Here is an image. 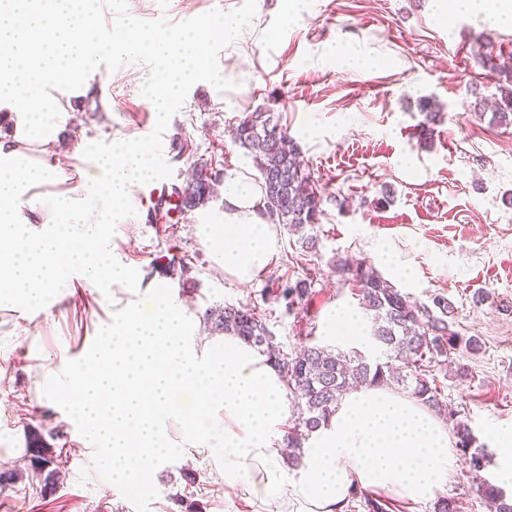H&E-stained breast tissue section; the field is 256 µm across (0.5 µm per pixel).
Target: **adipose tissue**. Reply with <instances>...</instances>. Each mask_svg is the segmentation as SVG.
Here are the masks:
<instances>
[{
	"instance_id": "obj_1",
	"label": "adipose tissue",
	"mask_w": 512,
	"mask_h": 512,
	"mask_svg": "<svg viewBox=\"0 0 512 512\" xmlns=\"http://www.w3.org/2000/svg\"><path fill=\"white\" fill-rule=\"evenodd\" d=\"M96 15V0H0V111L14 115L13 134L0 135V306L47 310L74 279L112 297L97 346L51 391L56 406L97 448L113 487L129 493H144L158 468L202 460L225 496L245 492L257 512H343L357 487L414 504L434 498L455 467L448 430L384 387L344 396L296 476L282 470L291 406L277 369L238 337L204 334L196 311L112 249L109 228L127 220L134 188L167 164L147 135L105 149L80 140L94 163L84 195H35L66 172L29 146L52 152L66 142L60 118L87 94L95 61L126 43L146 46L158 63L150 100L162 116L184 87L217 78L212 40L247 25L227 13L145 36L132 27L119 40L98 36ZM223 189V218L196 235L225 275L249 284L277 257L275 226L243 174L225 170Z\"/></svg>"
}]
</instances>
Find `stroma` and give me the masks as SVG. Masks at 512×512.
Masks as SVG:
<instances>
[{
	"label": "stroma",
	"mask_w": 512,
	"mask_h": 512,
	"mask_svg": "<svg viewBox=\"0 0 512 512\" xmlns=\"http://www.w3.org/2000/svg\"><path fill=\"white\" fill-rule=\"evenodd\" d=\"M285 9V0H99V31L108 37L131 22L145 31L176 30L225 12L243 14L249 24L231 47L212 46L210 65L223 81L190 88L164 125L148 98L156 61L142 47L100 62L79 116L84 136L102 147L140 132L163 141L168 163L155 185L167 191L185 184L197 157L222 158L225 168L255 179L231 130L259 107L281 116L326 188L315 249L303 250L287 228H276L278 261L288 263L292 278L315 279L303 308L286 312L266 294L267 274L242 285L217 271L195 227L223 216V196L155 224L158 200L149 187L137 188L139 211L112 243L150 277L163 276L168 258L188 256L190 282H170L179 298L201 313L225 304L259 307L285 352L313 343L372 360L381 351L370 339H340L326 326L331 309H363L336 263L363 260L385 277L386 257L412 266L415 278L394 279V286L427 305L444 296L454 330L481 343L478 352L436 365L434 377L449 408L487 447L484 478L497 481L498 450L487 432L512 428V128L492 124L474 105L490 103L505 81L498 66L512 63V28L480 14L437 19L434 0H308L290 26L278 23ZM339 45L361 50L372 68L338 65L332 50ZM486 49L493 60L485 64L479 54ZM423 98L435 99L443 113L429 149L417 140ZM186 140L193 155L180 152ZM387 189L393 198L386 203ZM81 290V283L65 284L51 308L24 319L18 309L0 310V464L19 474L0 484V512H244L243 498L225 500L204 464L187 474L160 470L139 497L107 487L92 449L79 444L74 426L48 400L50 381H64L97 341L98 324L112 319L111 301L82 303ZM33 432L63 461L57 491L46 498L27 459L11 454ZM444 494L459 512H489L465 461Z\"/></svg>",
	"instance_id": "stroma-1"
}]
</instances>
